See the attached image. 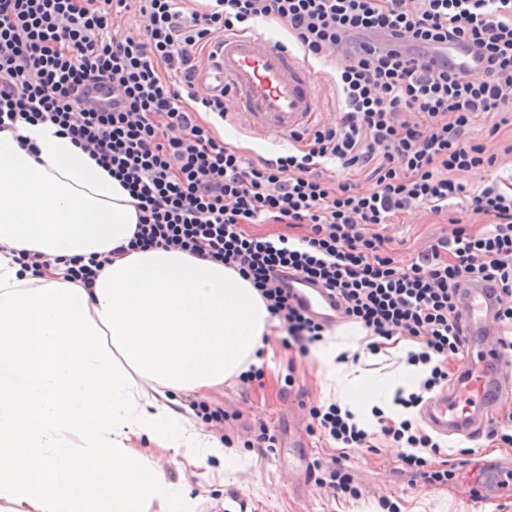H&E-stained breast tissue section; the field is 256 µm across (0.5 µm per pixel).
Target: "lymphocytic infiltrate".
<instances>
[{
    "instance_id": "lymphocytic-infiltrate-1",
    "label": "lymphocytic infiltrate",
    "mask_w": 512,
    "mask_h": 512,
    "mask_svg": "<svg viewBox=\"0 0 512 512\" xmlns=\"http://www.w3.org/2000/svg\"><path fill=\"white\" fill-rule=\"evenodd\" d=\"M131 13L135 29L116 27ZM257 19L276 21L305 56L343 59L338 124L294 135L287 155L259 161L225 143L214 124L224 97L197 85L224 33ZM444 51L470 53L477 70L423 60ZM102 88L111 104L90 98ZM511 109L512 0H0V130L55 125L134 199L128 250L176 248L237 269L294 341H322L328 324L283 288L293 272L337 294L370 336L417 339L407 361L431 371L421 393L396 391L405 408L451 378L444 362L468 335L465 283L492 282L495 318L512 323V192L455 177L495 167L471 128L482 118L497 134ZM331 161L343 179L329 174ZM453 199L493 231L457 226L400 265L378 226L417 209L446 213ZM251 224L293 232L272 239ZM318 425L346 445L370 439L334 404ZM381 431L406 443L403 469L447 482L448 469L432 466L439 442L407 419Z\"/></svg>"
}]
</instances>
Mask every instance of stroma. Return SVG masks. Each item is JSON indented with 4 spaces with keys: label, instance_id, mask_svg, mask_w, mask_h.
I'll use <instances>...</instances> for the list:
<instances>
[{
    "label": "stroma",
    "instance_id": "obj_1",
    "mask_svg": "<svg viewBox=\"0 0 512 512\" xmlns=\"http://www.w3.org/2000/svg\"><path fill=\"white\" fill-rule=\"evenodd\" d=\"M219 132L226 143L242 148L252 157L274 158L287 154L288 139H266L253 134L232 119H225ZM472 135L486 154L500 156L497 169H473L458 173L464 184L483 186L492 179H512V155L502 148L512 138V129L489 135L488 126L476 123ZM445 217L416 210L399 223L380 226L390 239L395 257L406 264L435 238L450 234ZM287 332L278 327L267 337L261 355V376L228 379L223 391L186 397L192 409L190 420L217 439H229L241 461L237 469L215 456L205 464H175L171 453L148 440L136 444L138 452L152 457L167 480L188 489L189 501L175 500L172 512H387L383 500L397 512H512V446L490 443L485 430L441 437L449 458L460 449H470L467 463L457 467L443 485L401 472L399 450L382 433L371 437L370 447L352 448L335 442L317 429L312 412L325 408L321 394L322 362L313 351L299 344L284 346ZM275 438L273 448L260 443V430ZM337 464L360 488L359 497L333 495L319 486L318 465ZM499 465L504 480L483 483L490 465Z\"/></svg>",
    "mask_w": 512,
    "mask_h": 512
}]
</instances>
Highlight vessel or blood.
Instances as JSON below:
<instances>
[{
	"label": "vessel or blood",
	"mask_w": 512,
	"mask_h": 512,
	"mask_svg": "<svg viewBox=\"0 0 512 512\" xmlns=\"http://www.w3.org/2000/svg\"><path fill=\"white\" fill-rule=\"evenodd\" d=\"M202 81L207 88L224 91L239 123L267 139L303 131L320 116L321 87L312 69L288 43L270 35L225 34ZM287 286L305 308L323 307L329 323L344 322L342 311L316 288L300 280L288 281ZM495 304L485 284H466L463 313L471 333L486 341L463 365L462 380L453 381L427 405L426 421L440 433L475 430L508 392L502 373L511 354L491 336Z\"/></svg>",
	"instance_id": "obj_1"
}]
</instances>
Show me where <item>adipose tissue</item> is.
<instances>
[{"label": "adipose tissue", "instance_id": "adipose-tissue-1", "mask_svg": "<svg viewBox=\"0 0 512 512\" xmlns=\"http://www.w3.org/2000/svg\"><path fill=\"white\" fill-rule=\"evenodd\" d=\"M136 224L120 180L54 127L0 132V512H169L174 486L133 442L197 463L221 452L176 396L247 371L279 321L236 269L180 250L118 254ZM20 250L41 256L40 277L13 261ZM94 253L112 261L86 288L69 261ZM363 334L336 329L316 354L325 396L369 430L402 416L395 391L427 370L366 382L340 359Z\"/></svg>", "mask_w": 512, "mask_h": 512}]
</instances>
